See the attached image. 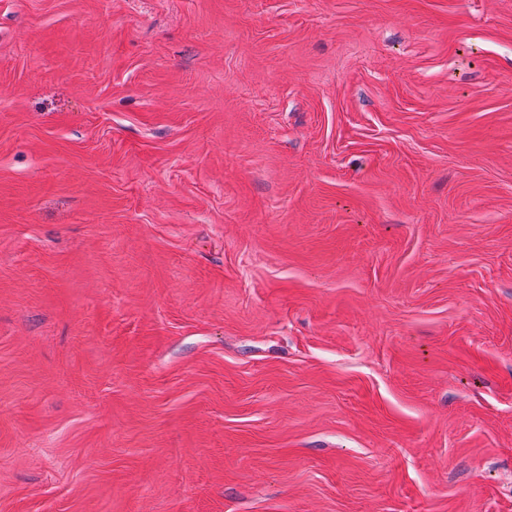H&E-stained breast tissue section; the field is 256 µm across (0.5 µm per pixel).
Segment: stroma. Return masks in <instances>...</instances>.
I'll use <instances>...</instances> for the list:
<instances>
[{"label":"stroma","instance_id":"1","mask_svg":"<svg viewBox=\"0 0 512 512\" xmlns=\"http://www.w3.org/2000/svg\"><path fill=\"white\" fill-rule=\"evenodd\" d=\"M0 512H512V0H0Z\"/></svg>","mask_w":512,"mask_h":512}]
</instances>
